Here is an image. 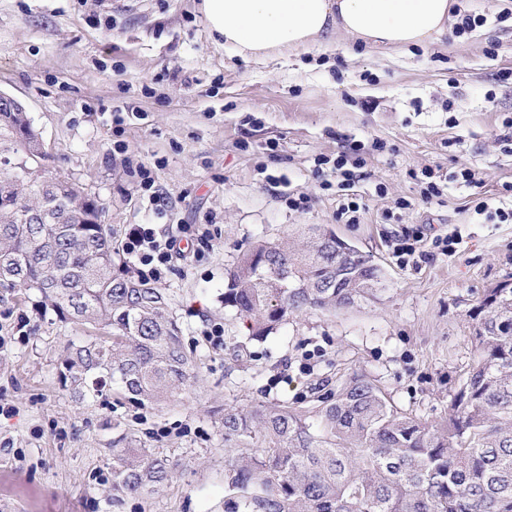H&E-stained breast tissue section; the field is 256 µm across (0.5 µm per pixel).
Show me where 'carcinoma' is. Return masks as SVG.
<instances>
[{
  "label": "carcinoma",
  "mask_w": 512,
  "mask_h": 512,
  "mask_svg": "<svg viewBox=\"0 0 512 512\" xmlns=\"http://www.w3.org/2000/svg\"><path fill=\"white\" fill-rule=\"evenodd\" d=\"M36 156L24 106L0 112V149ZM98 200L67 179L0 168V267L65 324L100 326L63 350L59 381L81 401L108 392L159 406L194 380L196 360L169 313L170 295L127 269ZM224 307L263 340L308 310L375 297L378 266L344 256L336 234L311 226L302 244L258 241L227 270ZM477 357L448 404L423 423L395 410L369 377L353 374L312 408L224 409V475L233 512H512V286L475 309ZM172 458L112 449V493L144 495L167 482Z\"/></svg>",
  "instance_id": "obj_1"
}]
</instances>
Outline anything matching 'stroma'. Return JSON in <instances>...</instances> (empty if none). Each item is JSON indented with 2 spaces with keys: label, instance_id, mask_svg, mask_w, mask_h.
<instances>
[{
  "label": "stroma",
  "instance_id": "stroma-1",
  "mask_svg": "<svg viewBox=\"0 0 512 512\" xmlns=\"http://www.w3.org/2000/svg\"><path fill=\"white\" fill-rule=\"evenodd\" d=\"M201 0H0V92L22 101L46 176L83 185L122 240L206 224L173 258L171 298L196 379L159 408L79 402L58 380L82 330L36 291L0 285V512H229L225 408L309 407L350 375L369 376L399 412L434 423L474 359L473 311L512 283V0H464L485 21L463 37L381 59L317 47L255 63L211 36ZM359 148L344 184L319 158ZM149 168L161 200L140 185ZM469 168L473 183L457 179ZM442 192L422 201L425 169ZM307 198L292 210L289 198ZM357 201L360 221L340 211ZM319 225L381 269L386 287L348 309L290 316L267 340L224 314V278L255 241ZM422 228L426 255L403 263L394 236ZM457 233L451 255L434 238ZM220 329L221 343L210 341ZM131 435L177 463L149 495L112 500V450Z\"/></svg>",
  "mask_w": 512,
  "mask_h": 512
}]
</instances>
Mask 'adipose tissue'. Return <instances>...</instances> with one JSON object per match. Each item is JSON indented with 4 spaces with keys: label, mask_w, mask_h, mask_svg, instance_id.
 I'll return each mask as SVG.
<instances>
[{
    "label": "adipose tissue",
    "mask_w": 512,
    "mask_h": 512,
    "mask_svg": "<svg viewBox=\"0 0 512 512\" xmlns=\"http://www.w3.org/2000/svg\"><path fill=\"white\" fill-rule=\"evenodd\" d=\"M454 0H202L215 38L239 56L262 60L311 45L336 47L337 35L383 52L427 47L447 36Z\"/></svg>",
    "instance_id": "adipose-tissue-1"
}]
</instances>
